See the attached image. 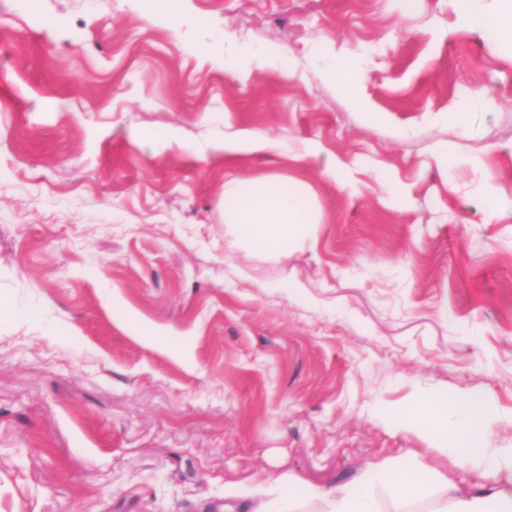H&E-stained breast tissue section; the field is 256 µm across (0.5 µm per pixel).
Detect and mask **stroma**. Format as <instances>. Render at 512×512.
I'll return each mask as SVG.
<instances>
[{
	"mask_svg": "<svg viewBox=\"0 0 512 512\" xmlns=\"http://www.w3.org/2000/svg\"><path fill=\"white\" fill-rule=\"evenodd\" d=\"M259 174L315 247L228 246ZM458 390L512 448L511 41L453 0H0V512H237L405 455L445 480L379 512H434L478 475L386 410ZM147 16H159L174 21L180 12L181 0H141Z\"/></svg>",
	"mask_w": 512,
	"mask_h": 512,
	"instance_id": "1",
	"label": "stroma"
}]
</instances>
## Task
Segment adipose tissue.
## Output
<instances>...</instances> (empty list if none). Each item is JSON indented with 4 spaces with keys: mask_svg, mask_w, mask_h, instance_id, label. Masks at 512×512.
<instances>
[{
    "mask_svg": "<svg viewBox=\"0 0 512 512\" xmlns=\"http://www.w3.org/2000/svg\"><path fill=\"white\" fill-rule=\"evenodd\" d=\"M317 216L313 199L298 182L273 175L224 184V224L232 243L276 258L313 240ZM393 418L408 428L440 436L453 458L475 469L484 480L480 493L457 495L441 504L438 512H512V495L496 488L499 474L512 468V450L489 453L484 400L467 391H456L438 400L420 395L396 407ZM386 486L399 500L424 494V472L403 459L391 467L369 471L361 490L329 489L319 492L301 482L284 481L286 499L318 495L325 512H377L370 494L374 485Z\"/></svg>",
    "mask_w": 512,
    "mask_h": 512,
    "instance_id": "obj_1",
    "label": "adipose tissue"
}]
</instances>
